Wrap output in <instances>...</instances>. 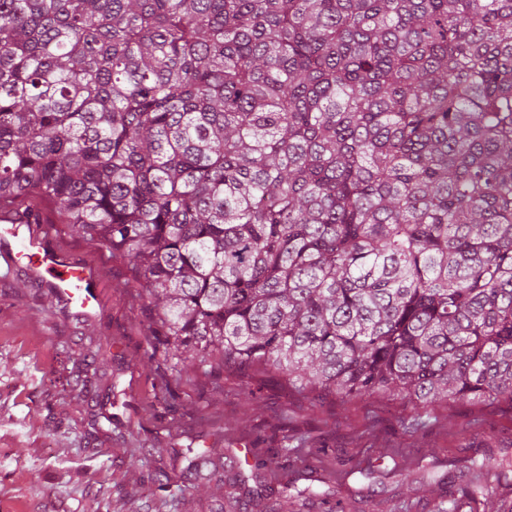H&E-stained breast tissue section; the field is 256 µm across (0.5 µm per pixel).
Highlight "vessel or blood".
<instances>
[{"instance_id": "b4317fda", "label": "vessel or blood", "mask_w": 512, "mask_h": 512, "mask_svg": "<svg viewBox=\"0 0 512 512\" xmlns=\"http://www.w3.org/2000/svg\"><path fill=\"white\" fill-rule=\"evenodd\" d=\"M54 225H29L13 205L0 207V263L46 288L53 303L72 315L94 319L100 306L101 269L77 260L55 243Z\"/></svg>"}]
</instances>
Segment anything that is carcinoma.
Returning <instances> with one entry per match:
<instances>
[{
  "mask_svg": "<svg viewBox=\"0 0 512 512\" xmlns=\"http://www.w3.org/2000/svg\"><path fill=\"white\" fill-rule=\"evenodd\" d=\"M31 196L129 260L171 371L512 406V0H0ZM461 472L438 512H512V465Z\"/></svg>",
  "mask_w": 512,
  "mask_h": 512,
  "instance_id": "1",
  "label": "carcinoma"
}]
</instances>
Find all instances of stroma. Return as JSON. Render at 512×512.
<instances>
[{
  "instance_id": "obj_1",
  "label": "stroma",
  "mask_w": 512,
  "mask_h": 512,
  "mask_svg": "<svg viewBox=\"0 0 512 512\" xmlns=\"http://www.w3.org/2000/svg\"><path fill=\"white\" fill-rule=\"evenodd\" d=\"M58 246L97 263L101 308L57 310L22 273H0V512H432L460 482L457 460L512 464V408L383 396L315 399L274 382L189 368L169 381L126 260L59 224ZM97 374L76 383L74 358ZM223 457L187 483L195 455Z\"/></svg>"
}]
</instances>
